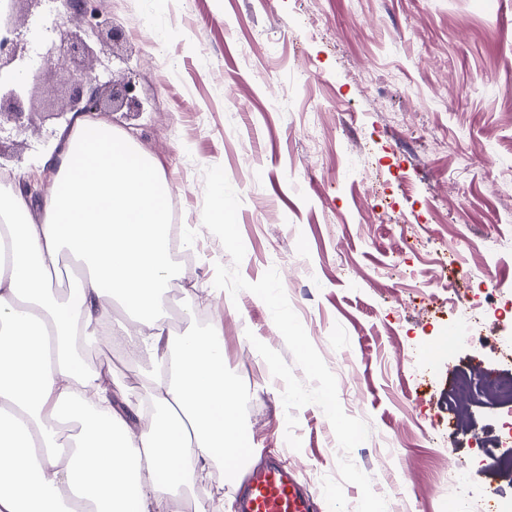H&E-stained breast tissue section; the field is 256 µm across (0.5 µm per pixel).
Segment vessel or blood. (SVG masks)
Instances as JSON below:
<instances>
[{"label": "vessel or blood", "mask_w": 512, "mask_h": 512, "mask_svg": "<svg viewBox=\"0 0 512 512\" xmlns=\"http://www.w3.org/2000/svg\"><path fill=\"white\" fill-rule=\"evenodd\" d=\"M241 512H311V503L287 469L270 467L250 476Z\"/></svg>", "instance_id": "1"}]
</instances>
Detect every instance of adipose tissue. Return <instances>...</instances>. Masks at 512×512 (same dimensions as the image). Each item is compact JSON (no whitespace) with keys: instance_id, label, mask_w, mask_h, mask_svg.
<instances>
[{"instance_id":"ef3b65f1","label":"adipose tissue","mask_w":512,"mask_h":512,"mask_svg":"<svg viewBox=\"0 0 512 512\" xmlns=\"http://www.w3.org/2000/svg\"><path fill=\"white\" fill-rule=\"evenodd\" d=\"M50 164L40 220L23 192L0 198V512H176L182 487L249 437L214 335L166 345L168 186L129 137L80 119ZM114 302L168 360L149 380L160 415L145 432L117 409L109 370L76 349Z\"/></svg>"}]
</instances>
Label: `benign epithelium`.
Here are the masks:
<instances>
[{"label": "benign epithelium", "mask_w": 512, "mask_h": 512, "mask_svg": "<svg viewBox=\"0 0 512 512\" xmlns=\"http://www.w3.org/2000/svg\"><path fill=\"white\" fill-rule=\"evenodd\" d=\"M21 2L23 0H0V120L16 124L21 123L25 114V86L16 79L17 68L24 65L28 78L34 83L40 77V66L35 59L25 56V47L17 26V7ZM103 36L118 42L122 39V32L106 18L97 23L83 22L79 25L78 34L61 40L60 45L53 48V52L58 54L59 65L64 68L70 60L88 55V40ZM107 106L114 111L124 108L129 112H142L144 102L139 84L132 78L117 83L111 79L88 80L79 73L70 75V89L60 109L61 113L71 115L69 122L102 112Z\"/></svg>", "instance_id": "7a95c632"}]
</instances>
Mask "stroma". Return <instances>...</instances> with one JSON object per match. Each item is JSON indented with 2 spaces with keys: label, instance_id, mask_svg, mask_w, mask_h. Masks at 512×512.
I'll use <instances>...</instances> for the list:
<instances>
[{
  "label": "stroma",
  "instance_id": "1",
  "mask_svg": "<svg viewBox=\"0 0 512 512\" xmlns=\"http://www.w3.org/2000/svg\"><path fill=\"white\" fill-rule=\"evenodd\" d=\"M119 43L93 40L94 71L134 76L140 114L99 115L154 158L180 197L176 233L192 279L164 290L170 338L210 331L251 456L212 463L195 512H238L248 475L277 463L295 471L329 512L322 482L341 456L314 404L295 412L300 450L286 442L284 384L252 345L292 361L266 304L215 292L216 264L232 260L202 224L204 171L221 166L239 195L242 277L276 268L305 331L337 379L344 411L370 434L351 458L387 512H450L461 481L467 512L486 490L512 507V475L497 460L507 408L461 404L454 377L512 378L493 346L446 344L456 310L496 285L501 316L476 336L512 334V0H106ZM51 0H25V46L44 75L25 100L31 121L0 126V169L36 177L67 128L59 110L68 74L46 51ZM446 284L427 286L429 271ZM135 397L154 356L111 335L83 352ZM467 469H458V461Z\"/></svg>",
  "mask_w": 512,
  "mask_h": 512
}]
</instances>
